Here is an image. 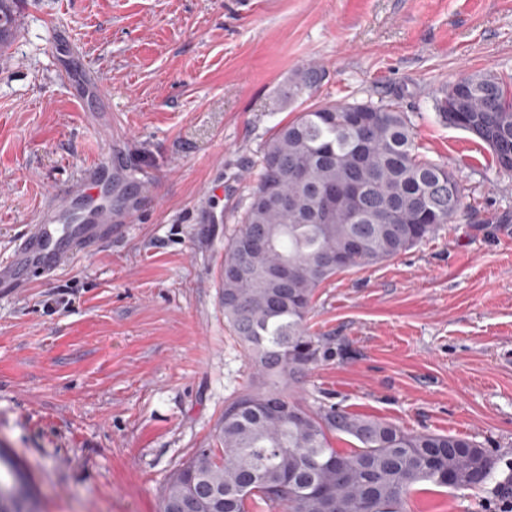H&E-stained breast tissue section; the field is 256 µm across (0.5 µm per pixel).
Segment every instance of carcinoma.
<instances>
[{
  "mask_svg": "<svg viewBox=\"0 0 512 512\" xmlns=\"http://www.w3.org/2000/svg\"><path fill=\"white\" fill-rule=\"evenodd\" d=\"M14 26L10 0H0V50ZM323 77L318 64L303 65L288 99L305 102ZM436 109L512 173V85L466 74ZM466 209L455 171L419 153L414 124L393 101L315 102L275 130L248 171L221 273L224 320L263 382L224 406L215 427L223 454L196 449L168 479L160 512H406L419 484L481 487L494 461L470 439L408 431L334 403L306 408L288 395L324 355V337L307 327L318 289L435 237ZM333 434L358 446L341 454ZM0 470V512H32L30 477L3 448Z\"/></svg>",
  "mask_w": 512,
  "mask_h": 512,
  "instance_id": "carcinoma-1",
  "label": "carcinoma"
}]
</instances>
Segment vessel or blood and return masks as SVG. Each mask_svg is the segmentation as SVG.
I'll use <instances>...</instances> for the list:
<instances>
[{
  "mask_svg": "<svg viewBox=\"0 0 512 512\" xmlns=\"http://www.w3.org/2000/svg\"><path fill=\"white\" fill-rule=\"evenodd\" d=\"M130 171L118 155L87 164L63 194L40 208L32 230L0 261V288L17 292L63 267L78 251L122 236L146 192L129 190Z\"/></svg>",
  "mask_w": 512,
  "mask_h": 512,
  "instance_id": "b4317fda",
  "label": "vessel or blood"
}]
</instances>
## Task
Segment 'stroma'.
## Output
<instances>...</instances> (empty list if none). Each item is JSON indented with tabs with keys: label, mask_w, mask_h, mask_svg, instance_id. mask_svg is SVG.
<instances>
[{
	"label": "stroma",
	"mask_w": 512,
	"mask_h": 512,
	"mask_svg": "<svg viewBox=\"0 0 512 512\" xmlns=\"http://www.w3.org/2000/svg\"><path fill=\"white\" fill-rule=\"evenodd\" d=\"M0 55V259L80 170L121 148L150 197L123 239L0 292V448L28 468L37 512H160L171 473L214 447L224 406L261 379L224 320V237L245 175L319 100L384 98L422 155L452 166L468 213L432 240L319 288L328 338L292 395L415 432L472 439L479 489L427 486L408 512H497L512 486V175L439 116L448 83L512 78V0H14ZM65 33L101 93L61 79ZM324 74L316 63H307L297 70L288 89L289 101L300 104L311 98L323 80Z\"/></svg>",
	"instance_id": "35a3bbf8"
}]
</instances>
